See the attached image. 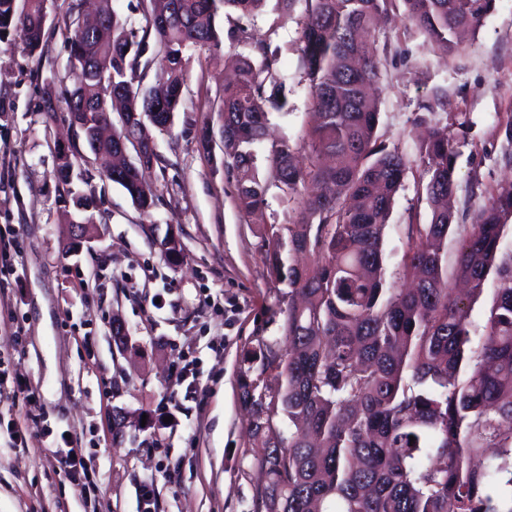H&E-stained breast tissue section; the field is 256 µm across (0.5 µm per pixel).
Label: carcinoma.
Returning <instances> with one entry per match:
<instances>
[{
  "mask_svg": "<svg viewBox=\"0 0 512 512\" xmlns=\"http://www.w3.org/2000/svg\"><path fill=\"white\" fill-rule=\"evenodd\" d=\"M266 0H149L148 26L159 51L155 65L171 132L183 103L186 52L214 51L223 39L219 16L251 18ZM301 17L302 79L309 88L306 163L286 139L271 143L273 178L260 174L251 145L266 136L268 116L287 106L276 80L279 50L271 39L255 43V56L238 60L237 76L224 84L221 108L225 163L238 208L265 203L270 187L299 207L301 230L275 236L270 273L300 292L288 303V353L268 356L276 371L271 401L242 398L255 409L253 436L262 448L267 482L257 512H512V252L501 249L512 220V186L476 209L454 266L446 241L457 227L447 200L454 193L453 138L430 126L429 112L415 156L388 148L378 133L382 62L364 34L376 17L401 9L405 19L437 49H456L459 31L480 30L495 0H304ZM43 0H0V43L43 51ZM70 59L90 74L66 87L48 109L62 103L86 126L94 154L116 149L127 135L99 118L106 113L157 111V91L136 79L147 49L101 0L99 15L72 20ZM158 160L145 151L138 167L119 172L132 203L149 209L153 188L140 169ZM422 167L430 219L407 225L399 279L412 286L385 287L383 236L395 196L413 164ZM73 162L58 150L56 180L70 184ZM320 185L304 197L301 187ZM66 224H94L92 196L74 198ZM309 253L303 270L297 254ZM491 286L484 335H472L471 302ZM288 418L284 433L273 417Z\"/></svg>",
  "mask_w": 512,
  "mask_h": 512,
  "instance_id": "cac0c4a2",
  "label": "carcinoma"
}]
</instances>
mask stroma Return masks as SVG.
I'll use <instances>...</instances> for the list:
<instances>
[{
    "instance_id": "stroma-1",
    "label": "stroma",
    "mask_w": 512,
    "mask_h": 512,
    "mask_svg": "<svg viewBox=\"0 0 512 512\" xmlns=\"http://www.w3.org/2000/svg\"><path fill=\"white\" fill-rule=\"evenodd\" d=\"M85 0H49L45 50L31 56L0 43V226L21 232L18 282L0 288V368L39 393L35 406L0 398V421H28L32 445L10 447L0 437V512H138L137 486L156 482L155 512H255L265 476L252 435L253 408L241 396L243 380L274 389L261 372L264 350L285 354L287 284L268 272L273 226L296 229L298 211L270 189L252 213L239 210L224 167L220 107L223 51L189 50L184 102L171 133H154L160 156L143 176L154 206L136 208L107 179L82 131L64 107L48 113V89L71 85L68 26ZM302 6L282 12L268 0L260 15L221 19L224 32L245 27L232 50L251 55L255 41L281 48L288 105L272 113L271 138L300 147L309 96L300 68ZM385 60L379 131L386 144L414 150L415 121L435 93L447 104L434 123L455 138L453 205L459 223L501 185L512 182V0H496L475 37L451 54L435 50L398 14L370 33ZM213 135L199 142L202 128ZM71 148L73 181L57 182L56 146ZM421 169L406 175L384 231L388 286L402 287L406 227L427 222L430 210ZM96 200L91 239L69 248L62 214L72 194ZM174 233L181 248L168 260L159 243ZM127 341L115 345L112 322ZM21 341H14L13 331ZM195 356L201 390L167 422L177 389L180 353ZM128 423L112 426L113 410ZM80 433L94 459L88 487L53 471L49 451L65 430Z\"/></svg>"
}]
</instances>
